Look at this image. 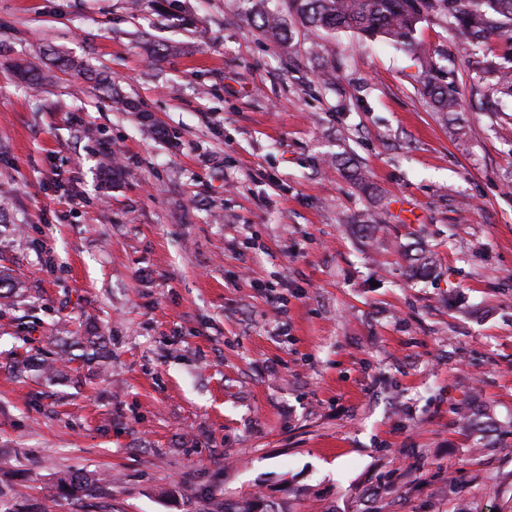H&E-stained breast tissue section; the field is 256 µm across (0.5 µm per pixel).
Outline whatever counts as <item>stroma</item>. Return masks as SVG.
Returning <instances> with one entry per match:
<instances>
[{"label": "stroma", "mask_w": 512, "mask_h": 512, "mask_svg": "<svg viewBox=\"0 0 512 512\" xmlns=\"http://www.w3.org/2000/svg\"><path fill=\"white\" fill-rule=\"evenodd\" d=\"M246 9L0 0V274L24 286L0 306V503L512 512V104L492 105L445 20L416 37L457 125L412 54L293 19L277 45ZM57 53L168 139L82 73L13 71ZM344 151L370 191L332 165ZM106 154L125 171L109 187ZM422 252L433 273L410 278ZM89 334L105 364L80 359ZM65 337L59 372L12 371ZM70 470L101 495L50 499ZM88 79L93 81L95 87L112 100V103L115 104L116 109L122 112H140L136 101L115 91L112 88L110 80L104 73H91ZM452 83L437 82L434 77H429L425 84V93L431 105L437 112L445 113L447 119L448 115L457 116L458 112H462L457 93L449 86Z\"/></svg>", "instance_id": "obj_1"}]
</instances>
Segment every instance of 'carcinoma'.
<instances>
[{
    "label": "carcinoma",
    "instance_id": "carcinoma-1",
    "mask_svg": "<svg viewBox=\"0 0 512 512\" xmlns=\"http://www.w3.org/2000/svg\"><path fill=\"white\" fill-rule=\"evenodd\" d=\"M249 16L265 36L276 43L288 40V22L279 10L268 7L269 0H247ZM289 14L295 15L310 31L348 30L363 41L383 40L425 60L427 71L434 69L415 34L419 24L440 18L446 20L458 43L466 50H478L491 38L501 36L511 47L494 60L485 61V80L495 92L512 98V0H283ZM14 69L29 74L28 83L44 85L52 81L48 70L27 63ZM95 87L122 112L138 111L136 101L112 88L102 72L89 75ZM425 93L431 105L447 115H458L462 105L449 83L430 77ZM101 479L92 473L68 472L59 477L55 490L72 496L96 495Z\"/></svg>",
    "mask_w": 512,
    "mask_h": 512
}]
</instances>
